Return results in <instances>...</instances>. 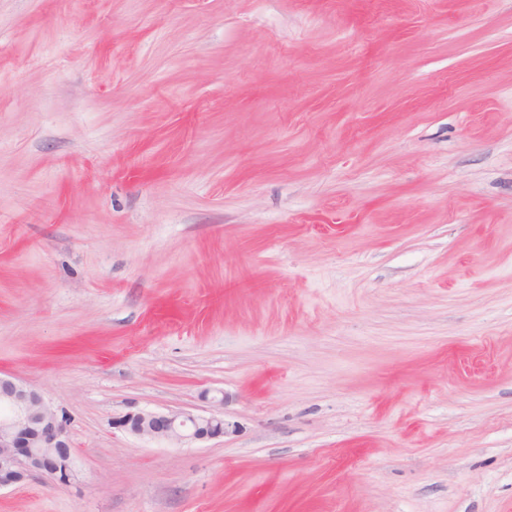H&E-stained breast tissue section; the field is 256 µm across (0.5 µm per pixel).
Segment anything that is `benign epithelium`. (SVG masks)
Instances as JSON below:
<instances>
[{
  "label": "benign epithelium",
  "instance_id": "7a95c632",
  "mask_svg": "<svg viewBox=\"0 0 512 512\" xmlns=\"http://www.w3.org/2000/svg\"><path fill=\"white\" fill-rule=\"evenodd\" d=\"M113 425L139 438L184 445L220 438L230 428L221 414L184 410L129 412ZM37 475L59 487L81 481L67 422L41 391L0 374V490Z\"/></svg>",
  "mask_w": 512,
  "mask_h": 512
}]
</instances>
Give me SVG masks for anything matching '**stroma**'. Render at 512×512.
<instances>
[{
	"instance_id": "obj_1",
	"label": "stroma",
	"mask_w": 512,
	"mask_h": 512,
	"mask_svg": "<svg viewBox=\"0 0 512 512\" xmlns=\"http://www.w3.org/2000/svg\"><path fill=\"white\" fill-rule=\"evenodd\" d=\"M0 373V512H512V0H0ZM37 475L59 487L81 481L67 422L41 391L0 374V490ZM113 425L139 438L184 445L224 437L232 427L221 414L195 415L184 410L129 412Z\"/></svg>"
}]
</instances>
